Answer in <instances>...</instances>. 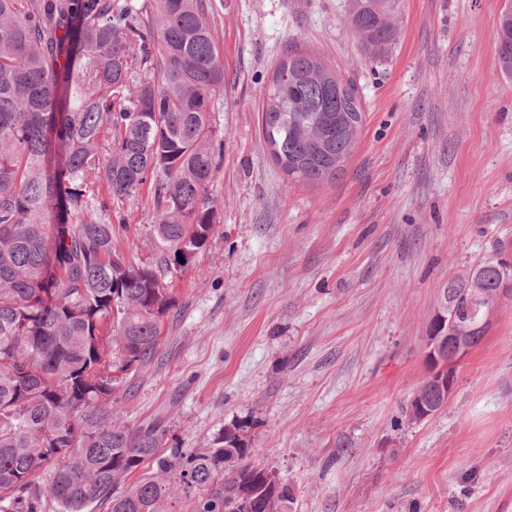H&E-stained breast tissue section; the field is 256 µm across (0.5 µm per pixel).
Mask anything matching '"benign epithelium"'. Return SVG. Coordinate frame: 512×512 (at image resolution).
<instances>
[{
	"label": "benign epithelium",
	"mask_w": 512,
	"mask_h": 512,
	"mask_svg": "<svg viewBox=\"0 0 512 512\" xmlns=\"http://www.w3.org/2000/svg\"><path fill=\"white\" fill-rule=\"evenodd\" d=\"M467 295L471 308L479 313L480 326H489L496 304L487 301L485 289L476 284L467 289ZM468 333L469 329L457 320L455 294L446 290L440 292L425 336V357L437 368H445L440 374L429 376L430 388L439 395L440 401L415 392L408 409L409 420L426 419L448 402L456 384V368L472 350Z\"/></svg>",
	"instance_id": "obj_1"
}]
</instances>
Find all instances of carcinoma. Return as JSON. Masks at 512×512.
Masks as SVG:
<instances>
[{
    "label": "carcinoma",
    "instance_id": "cac0c4a2",
    "mask_svg": "<svg viewBox=\"0 0 512 512\" xmlns=\"http://www.w3.org/2000/svg\"><path fill=\"white\" fill-rule=\"evenodd\" d=\"M399 0H349L345 24L367 58L397 43ZM512 77V8L496 30ZM224 57L206 0H0V502L37 512L31 477L56 462L63 512H161L178 488H224L200 512L240 503L265 512L272 491L242 439L204 453L172 446L158 422L119 420L120 374L155 358L175 306L164 275L187 269L219 224L208 197L224 140L213 112ZM262 132L288 179L319 186L344 171L366 120L357 85L310 50L276 66L263 92ZM151 182L160 265H137L101 219L108 200ZM481 287L500 288L495 260ZM465 318L461 277L448 281ZM155 472L118 491L141 465Z\"/></svg>",
    "mask_w": 512,
    "mask_h": 512
}]
</instances>
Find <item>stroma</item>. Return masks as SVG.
Wrapping results in <instances>:
<instances>
[{"mask_svg":"<svg viewBox=\"0 0 512 512\" xmlns=\"http://www.w3.org/2000/svg\"><path fill=\"white\" fill-rule=\"evenodd\" d=\"M224 52L208 194L219 228L167 275L176 300L119 419L161 420L203 452L225 428L287 483L288 512H512V296L413 422L424 336L449 279L512 254V78L495 55L505 0H400L398 41L367 62L348 0H207ZM298 47L358 84L366 122L344 171L289 180L262 136L261 91ZM116 248L160 252L150 186L110 203Z\"/></svg>","mask_w":512,"mask_h":512,"instance_id":"1","label":"stroma"}]
</instances>
